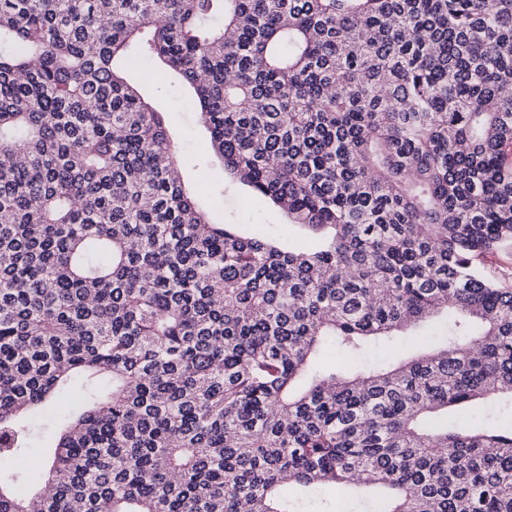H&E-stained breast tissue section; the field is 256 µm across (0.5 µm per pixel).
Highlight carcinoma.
I'll use <instances>...</instances> for the list:
<instances>
[{
    "label": "carcinoma",
    "mask_w": 512,
    "mask_h": 512,
    "mask_svg": "<svg viewBox=\"0 0 512 512\" xmlns=\"http://www.w3.org/2000/svg\"><path fill=\"white\" fill-rule=\"evenodd\" d=\"M145 28L199 164L315 245L196 203L120 67ZM507 88L512 0H0V512H512V428L467 417L512 406ZM485 274L505 286H512V241L503 243L481 265ZM339 495L334 493L332 489H326L324 492L312 494L303 499L302 510L306 512H341L338 511L339 505L344 503L346 511L353 512L357 510H365L369 506L368 500H350L346 498L338 499Z\"/></svg>",
    "instance_id": "cac0c4a2"
}]
</instances>
